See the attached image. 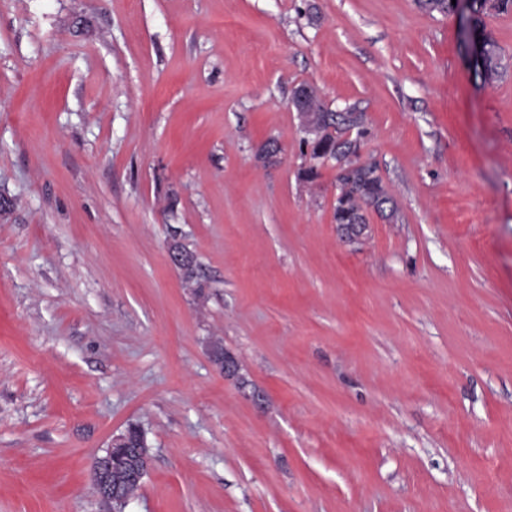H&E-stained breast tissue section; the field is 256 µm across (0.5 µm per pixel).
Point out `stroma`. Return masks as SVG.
<instances>
[{"label": "stroma", "mask_w": 512, "mask_h": 512, "mask_svg": "<svg viewBox=\"0 0 512 512\" xmlns=\"http://www.w3.org/2000/svg\"><path fill=\"white\" fill-rule=\"evenodd\" d=\"M486 24L490 85L415 0H0V512H113L91 464L131 424L125 512H512V13ZM303 82L367 116L399 219L361 241L335 171L299 177Z\"/></svg>", "instance_id": "stroma-1"}]
</instances>
